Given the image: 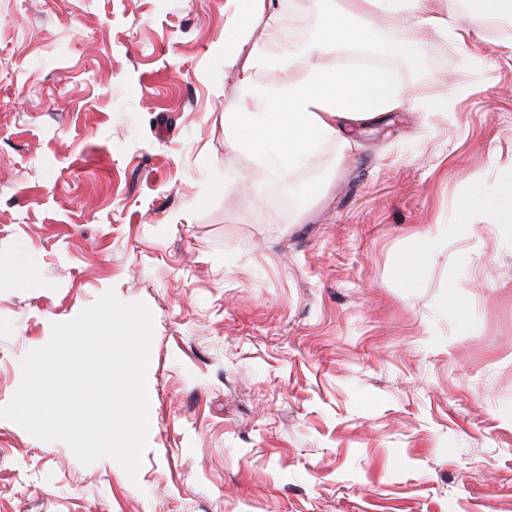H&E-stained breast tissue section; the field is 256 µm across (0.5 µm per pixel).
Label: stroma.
Wrapping results in <instances>:
<instances>
[{"instance_id":"35a3bbf8","label":"stroma","mask_w":512,"mask_h":512,"mask_svg":"<svg viewBox=\"0 0 512 512\" xmlns=\"http://www.w3.org/2000/svg\"><path fill=\"white\" fill-rule=\"evenodd\" d=\"M225 3L0 0V406L110 291L152 315L154 421L131 477L0 419V512H512V223L454 220L512 167V35L344 50L418 110L229 198ZM283 4L266 87L313 63ZM437 246V240L429 235L423 236L420 250L401 261V270L404 277L409 280H415L423 268L424 256Z\"/></svg>"}]
</instances>
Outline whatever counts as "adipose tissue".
Segmentation results:
<instances>
[{"label": "adipose tissue", "instance_id": "adipose-tissue-1", "mask_svg": "<svg viewBox=\"0 0 512 512\" xmlns=\"http://www.w3.org/2000/svg\"><path fill=\"white\" fill-rule=\"evenodd\" d=\"M226 2L224 66L236 70L238 78L224 108V139L230 148L260 161L275 154L277 172L285 179L321 143L350 147L352 129L415 108L406 88L387 70L354 69L343 62L338 48L366 43L372 33L386 31L391 38L379 43L380 52L409 57L430 37L463 42L476 35L479 23L512 16V0H471L464 15L449 8L448 0H311L320 27L307 53L316 64L267 90L256 84L251 60L272 63L290 56L292 48L281 35L297 18L278 0ZM492 202L512 209V169L492 192L479 188L468 196L458 223H473L476 211Z\"/></svg>", "mask_w": 512, "mask_h": 512}]
</instances>
